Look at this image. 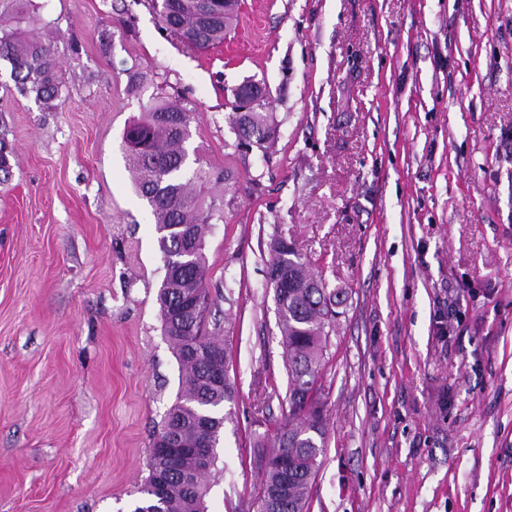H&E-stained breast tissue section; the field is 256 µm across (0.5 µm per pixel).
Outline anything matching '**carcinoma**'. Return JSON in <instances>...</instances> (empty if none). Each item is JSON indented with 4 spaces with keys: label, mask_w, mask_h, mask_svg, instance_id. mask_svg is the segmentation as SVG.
<instances>
[{
    "label": "carcinoma",
    "mask_w": 512,
    "mask_h": 512,
    "mask_svg": "<svg viewBox=\"0 0 512 512\" xmlns=\"http://www.w3.org/2000/svg\"><path fill=\"white\" fill-rule=\"evenodd\" d=\"M146 7L163 30L204 50L224 43L239 0H220L211 22L198 13L196 0H146ZM31 13V0H0V59L11 65L18 88L50 110L62 93L58 51L25 36L21 25ZM193 119V112L180 103L153 99L142 106L141 118L123 137L136 191L155 219L162 260L172 265L158 289L157 303L163 335L181 372L176 400L153 435L149 474L138 488L133 512H207L210 469L202 468L191 449L203 437L217 448L225 423L232 419V413L224 411L234 398V387L219 320H209V305L197 314L178 316L174 311L180 301L208 298L206 233L210 225L224 220L223 205L207 199L211 173L188 165L186 143ZM229 128L238 149L250 140L264 151L274 135L269 112H232ZM268 248L267 282L288 362V418L273 448L257 456L263 471L257 512H308L325 438L319 368L340 291L329 289L323 275L314 272L311 261L285 237L273 235Z\"/></svg>",
    "instance_id": "obj_1"
}]
</instances>
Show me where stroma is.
Here are the masks:
<instances>
[{"mask_svg": "<svg viewBox=\"0 0 512 512\" xmlns=\"http://www.w3.org/2000/svg\"><path fill=\"white\" fill-rule=\"evenodd\" d=\"M55 109L0 60V512H129L180 368L158 234L125 128L198 110L227 175L205 256L235 384L208 512H255L288 375L267 242L347 301L320 383L310 512H512V0H242L197 51L143 0H32ZM268 86V152L234 147L233 91Z\"/></svg>", "mask_w": 512, "mask_h": 512, "instance_id": "35a3bbf8", "label": "stroma"}]
</instances>
